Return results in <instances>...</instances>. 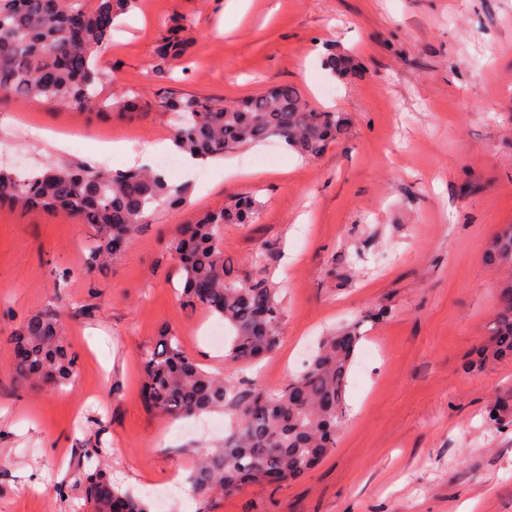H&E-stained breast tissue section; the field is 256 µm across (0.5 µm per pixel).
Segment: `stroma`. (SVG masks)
<instances>
[{
    "label": "stroma",
    "mask_w": 512,
    "mask_h": 512,
    "mask_svg": "<svg viewBox=\"0 0 512 512\" xmlns=\"http://www.w3.org/2000/svg\"><path fill=\"white\" fill-rule=\"evenodd\" d=\"M228 3L139 0L120 18L97 64L111 76L104 94L136 92L140 116L0 93V145L30 130L26 171L100 166L93 145L106 140L171 139L167 86L233 105L288 84L346 119L316 157L272 139L190 174L166 169L184 201L160 206L91 277L87 225L0 206V512H90L71 481L96 446L116 487L179 483L178 512H512V426L486 421L512 392V362L470 367L512 276L485 255L512 224V0H244L232 27ZM174 25L185 52L159 75L153 50ZM330 53L350 59L348 76L331 74ZM246 195L261 208L225 225L224 254L240 279L277 289L281 339L238 366L208 340L217 317L182 306L169 242ZM47 309L63 316L76 372L59 390L18 386L7 338ZM356 321L335 448L299 480L201 504L187 479L232 416L148 408L141 352L167 331L204 370L274 390Z\"/></svg>",
    "instance_id": "35a3bbf8"
}]
</instances>
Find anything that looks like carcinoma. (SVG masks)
Returning <instances> with one entry per match:
<instances>
[{
    "label": "carcinoma",
    "instance_id": "obj_1",
    "mask_svg": "<svg viewBox=\"0 0 512 512\" xmlns=\"http://www.w3.org/2000/svg\"><path fill=\"white\" fill-rule=\"evenodd\" d=\"M138 0H0V92L43 100L86 112L107 107L105 73L97 54L112 42L121 15ZM181 27L169 29L156 47L151 69L164 74L183 51ZM334 75L350 72V60L332 55ZM174 122L173 142L182 152L220 159L247 146L276 138L299 154L315 157L344 127L338 112L317 111L286 84L233 106L195 94L158 93ZM183 188L149 168L45 167L18 173L0 169V202L24 211L64 213L91 229L87 269L94 272L121 252L137 225L161 205L180 199ZM260 208L254 197L205 213L180 230L169 249L183 277L182 305L203 308L224 320V360L248 364L272 353L280 341L277 291L264 279L244 281L224 256V225L253 221ZM490 256L512 264V224L489 246ZM354 323L324 337L307 367L282 388H238L203 370L183 350L177 336L164 332L141 356L145 403L161 413L192 417L224 410L235 423L220 449L199 460L189 476L191 493L208 502L232 495L248 483L286 482L304 476L336 445L343 421L349 369L361 341ZM16 382L28 388L63 385L75 374L76 359L63 336V316L45 310L10 337ZM512 360V280L500 289L499 308L479 363ZM490 421L512 422V394L502 397ZM92 512H150L139 495L112 485L96 467L75 474Z\"/></svg>",
    "mask_w": 512,
    "mask_h": 512
}]
</instances>
